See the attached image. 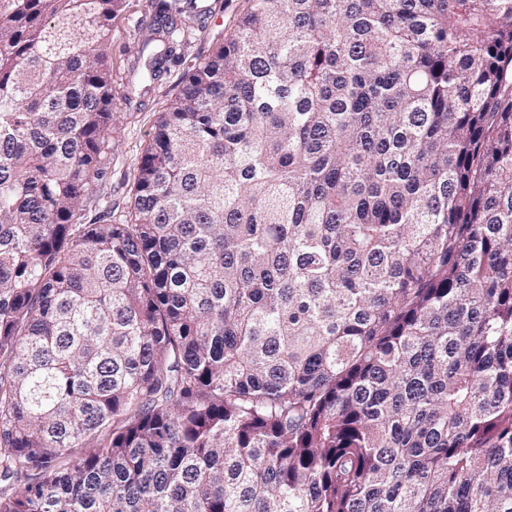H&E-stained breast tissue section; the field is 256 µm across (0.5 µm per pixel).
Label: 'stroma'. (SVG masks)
<instances>
[{
    "label": "stroma",
    "mask_w": 512,
    "mask_h": 512,
    "mask_svg": "<svg viewBox=\"0 0 512 512\" xmlns=\"http://www.w3.org/2000/svg\"><path fill=\"white\" fill-rule=\"evenodd\" d=\"M204 2L212 12L205 29L188 40L184 53L189 58L208 55L224 42L247 7V0ZM148 10V0H125L124 9L112 21L110 68L119 119L110 168L99 192L105 203L119 211L127 207L129 189L153 132L156 114L178 91L184 73L183 67L177 65L159 79L145 81L134 67V57L142 39L141 22Z\"/></svg>",
    "instance_id": "stroma-1"
}]
</instances>
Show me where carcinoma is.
I'll list each match as a JSON object with an SVG mask.
<instances>
[{
  "label": "carcinoma",
  "instance_id": "carcinoma-1",
  "mask_svg": "<svg viewBox=\"0 0 512 512\" xmlns=\"http://www.w3.org/2000/svg\"><path fill=\"white\" fill-rule=\"evenodd\" d=\"M123 0H0V512H512V0H248L98 206Z\"/></svg>",
  "mask_w": 512,
  "mask_h": 512
}]
</instances>
